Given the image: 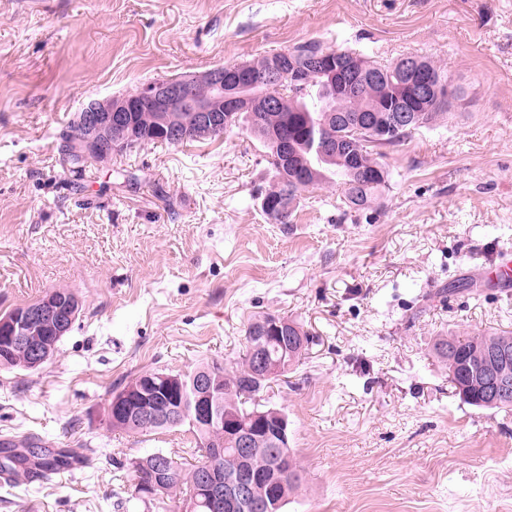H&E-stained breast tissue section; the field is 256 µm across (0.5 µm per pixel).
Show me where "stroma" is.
Segmentation results:
<instances>
[{"instance_id":"stroma-1","label":"stroma","mask_w":512,"mask_h":512,"mask_svg":"<svg viewBox=\"0 0 512 512\" xmlns=\"http://www.w3.org/2000/svg\"><path fill=\"white\" fill-rule=\"evenodd\" d=\"M445 66L468 103L382 147L381 203L301 192L269 223L259 141L140 145L64 170L58 137L92 98L305 42ZM512 0H0V315L67 288L82 304L41 370L0 368V440L93 460L0 485V512H155L134 461H199L188 426L112 430L143 371L242 357L259 316L310 333L262 394L304 471L285 512H512V410L461 402L435 337L512 333ZM455 279L475 289L447 296Z\"/></svg>"}]
</instances>
